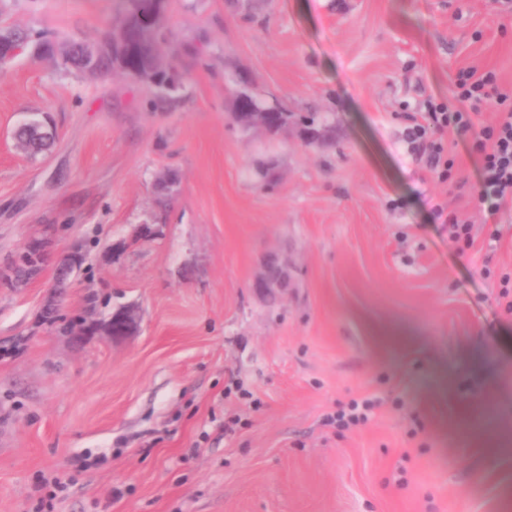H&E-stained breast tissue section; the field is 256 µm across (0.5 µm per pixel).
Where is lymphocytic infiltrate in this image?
Segmentation results:
<instances>
[{
	"label": "lymphocytic infiltrate",
	"instance_id": "f902f5d3",
	"mask_svg": "<svg viewBox=\"0 0 512 512\" xmlns=\"http://www.w3.org/2000/svg\"><path fill=\"white\" fill-rule=\"evenodd\" d=\"M456 103L429 104L421 121L411 129L413 141L432 170L441 179H448L455 165L443 144L448 129L466 133L472 127L469 112L463 102L491 100L496 104L497 119L481 128L477 147L483 155V178L477 191L479 205L495 214L512 207V93L500 90L494 73L477 74L466 69L459 73Z\"/></svg>",
	"mask_w": 512,
	"mask_h": 512
}]
</instances>
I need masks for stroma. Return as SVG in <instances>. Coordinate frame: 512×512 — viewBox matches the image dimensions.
I'll return each instance as SVG.
<instances>
[{
    "label": "stroma",
    "mask_w": 512,
    "mask_h": 512,
    "mask_svg": "<svg viewBox=\"0 0 512 512\" xmlns=\"http://www.w3.org/2000/svg\"><path fill=\"white\" fill-rule=\"evenodd\" d=\"M119 13L0 0V29L93 43ZM167 24L162 109L119 71L28 52L0 68V512H37L56 479L53 512H512V211L474 200L496 112L448 132L445 181L407 137L461 70L512 88V15L169 0ZM243 79L287 112L278 134L234 120ZM34 116L53 142L31 156L14 133ZM268 253L288 264L273 295L255 287ZM120 309L140 325L115 339ZM366 399L364 422L328 423ZM436 216L438 219H442V224H448L450 236L455 241H468L470 235V222L463 219L456 212H446L445 207L438 206L436 209ZM44 250L42 245L34 246L20 257L13 269L16 284L23 285L35 277L41 268Z\"/></svg>",
    "instance_id": "1"
}]
</instances>
